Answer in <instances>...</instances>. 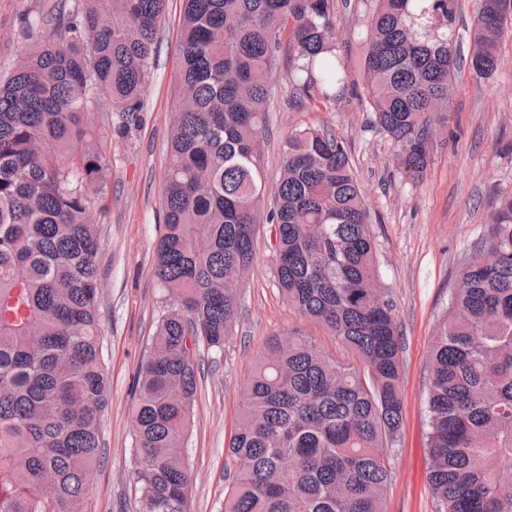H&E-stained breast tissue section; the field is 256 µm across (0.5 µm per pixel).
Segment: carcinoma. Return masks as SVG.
I'll list each match as a JSON object with an SVG mask.
<instances>
[{
  "mask_svg": "<svg viewBox=\"0 0 512 512\" xmlns=\"http://www.w3.org/2000/svg\"><path fill=\"white\" fill-rule=\"evenodd\" d=\"M168 0H76L56 38L0 78V512H85L107 400L91 208L112 140L138 120ZM164 229L167 295L132 409L139 512H189L185 455L197 355L233 335L257 226L276 231L284 299L348 358L306 336L275 339L241 392L224 512H385L389 443L403 423L402 338L376 270L370 212L341 141L288 138L264 212L267 102L288 79L329 104L352 83L334 0H182ZM360 99L418 176L448 126L462 58L458 0H373ZM512 0H477L469 63L490 78ZM118 112L87 123L101 97ZM430 349L428 481L438 512H512V195L465 256ZM50 484L55 497H41Z\"/></svg>",
  "mask_w": 512,
  "mask_h": 512,
  "instance_id": "obj_1",
  "label": "carcinoma"
}]
</instances>
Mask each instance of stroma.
I'll return each instance as SVG.
<instances>
[{
	"label": "stroma",
	"mask_w": 512,
	"mask_h": 512,
	"mask_svg": "<svg viewBox=\"0 0 512 512\" xmlns=\"http://www.w3.org/2000/svg\"><path fill=\"white\" fill-rule=\"evenodd\" d=\"M74 0H0V76L21 50L50 40L53 17ZM373 0H335L334 38L343 66L358 74ZM182 2L169 0L140 112L132 133L113 142L105 195L92 212L100 235L99 305L109 401L102 413L103 454L90 475L86 512H137L134 466V382L166 296L155 276L154 245L164 224L162 187L168 164L172 89ZM35 20L27 28L25 19ZM488 79L461 67L450 122L437 138L430 165L414 179L396 161V147L365 103L344 95L317 105L295 94L286 72L276 77L265 146L266 204L280 174L286 141L311 125L332 132L347 148L366 198L377 240V267L396 307L403 338V427L392 448L386 512H436L426 476V397L429 350L449 306L460 264L487 230L502 196L512 194V36L498 47ZM270 226L262 224L256 261L239 290L235 331L221 355H205L185 453L193 484L190 512H219L230 479L226 444L240 411V391L258 354L277 337L307 336L326 351L340 348L288 306L275 278Z\"/></svg>",
	"instance_id": "35a3bbf8"
}]
</instances>
